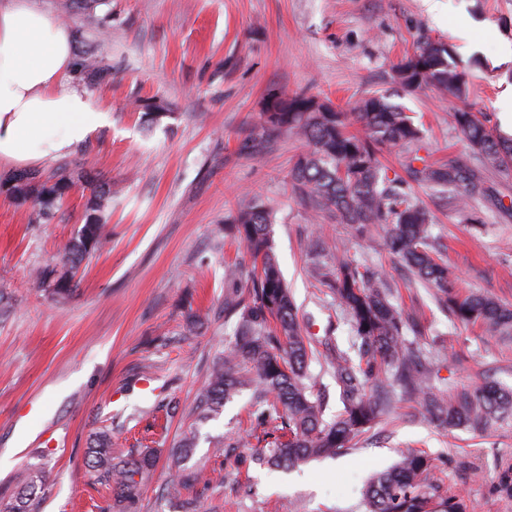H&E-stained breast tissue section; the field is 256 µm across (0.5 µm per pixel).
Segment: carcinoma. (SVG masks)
<instances>
[{"mask_svg": "<svg viewBox=\"0 0 512 512\" xmlns=\"http://www.w3.org/2000/svg\"><path fill=\"white\" fill-rule=\"evenodd\" d=\"M407 92L434 88L464 101L467 73L460 69L447 43L421 37L411 54L395 67ZM275 111L264 113L268 135L288 132L305 141L306 153L296 161L291 180L307 209L317 216L330 212L348 226L354 238L374 241L373 229L383 227L388 253L401 260L455 320L478 325L492 337H512V305L488 294L465 292L448 266L437 258L431 242V216L416 200L413 185L424 184L446 196L448 205L470 218L474 203L493 195L487 173L512 176V138L498 134L485 116L456 106L448 124L465 141L468 152L446 162L430 163L418 155L423 132L404 108L379 93L359 98L344 111L302 93L276 92ZM362 132H348L349 117ZM406 153L405 174H391L379 160L383 150ZM89 191L84 224L63 250L62 268L43 266L34 280L54 301L74 292V277L83 262L107 237L105 211L112 206V184L87 171L75 176L63 163L52 178L20 172L0 181V193L19 206H31L34 221L53 216L75 180ZM269 209L251 201L240 206L230 230L250 255L260 261L247 295L232 293L224 310L240 314L234 341L212 367L198 393L194 412L205 415L249 390L251 419L269 442L254 460L288 469L353 445L390 411L389 393L396 390L419 400L424 414L449 428L487 430L512 417V389L487 381L474 389L448 395L436 391L428 355L406 344L404 331L415 316L394 306L370 267L351 259L328 266L313 263L309 273L329 290L344 312L358 342L353 360L343 350L327 356L339 389L342 411L331 421L313 392L308 373L315 356L303 336L298 308L284 282L270 235ZM152 451L118 454L102 432L88 448L86 467L110 492L108 512H131L155 467ZM203 470L177 466L171 471L175 489L206 483ZM18 491L0 505V512H40L46 480L42 469L30 467L16 477ZM499 492L512 497V460L500 465ZM365 512H472L471 505L443 485L430 456L403 451L390 468L375 474L362 493Z\"/></svg>", "mask_w": 512, "mask_h": 512, "instance_id": "carcinoma-1", "label": "carcinoma"}]
</instances>
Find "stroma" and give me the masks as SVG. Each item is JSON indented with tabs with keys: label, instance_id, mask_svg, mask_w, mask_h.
Returning <instances> with one entry per match:
<instances>
[{
	"label": "stroma",
	"instance_id": "1",
	"mask_svg": "<svg viewBox=\"0 0 512 512\" xmlns=\"http://www.w3.org/2000/svg\"><path fill=\"white\" fill-rule=\"evenodd\" d=\"M71 23L74 59L101 45V79L74 70L70 84L111 122L58 160L112 184L108 242L83 264L77 289L55 303L33 268L55 264L83 223L87 199L74 189L49 221L0 194V500L16 492L15 474L45 470L42 512H102L107 490L91 480L85 452L100 430L122 453L149 447L158 461L137 512H177L169 489L171 453L195 436L189 464L207 472L201 512H364L361 490L390 466L400 448L434 458L441 477L474 512H512L498 491V469L512 459V419L485 432L446 428L420 418L417 403L397 399L392 412L341 456L297 469L242 471L224 462V439L246 427L250 392L212 418L190 415L217 356L233 341L237 316L224 298L246 289L253 262L224 231L241 204L272 212L271 236L306 334L349 348V326L328 292L309 275L312 241L366 261L391 286L393 303L420 316L406 331L411 346L432 352L438 392L494 381L512 387V340L489 338L438 307L383 249L351 238L335 217L311 221L290 180L305 145L282 134L266 140L263 108L285 89L338 108L385 93L420 124L421 157L445 161L466 148L448 125L453 101L434 89L407 93L395 65L423 35L440 37L465 67L473 110L499 127L498 102L512 87V0H441V18L421 0H104L93 18L66 14L63 0H38ZM468 39H460L458 31ZM162 99L166 113L148 123L139 101ZM498 195L477 202L475 224L430 188L414 193L434 215L460 287L512 303V179L490 174ZM239 263V283L224 265Z\"/></svg>",
	"mask_w": 512,
	"mask_h": 512
}]
</instances>
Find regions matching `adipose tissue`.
<instances>
[{
  "instance_id": "1",
  "label": "adipose tissue",
  "mask_w": 512,
  "mask_h": 512,
  "mask_svg": "<svg viewBox=\"0 0 512 512\" xmlns=\"http://www.w3.org/2000/svg\"><path fill=\"white\" fill-rule=\"evenodd\" d=\"M71 31L35 0L0 6V165L28 166L69 153L110 115L67 88Z\"/></svg>"
}]
</instances>
